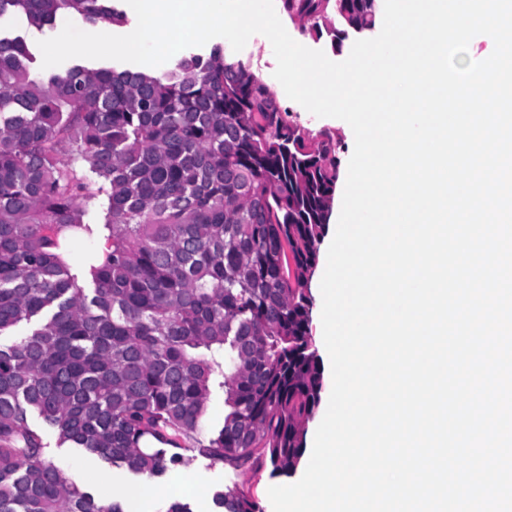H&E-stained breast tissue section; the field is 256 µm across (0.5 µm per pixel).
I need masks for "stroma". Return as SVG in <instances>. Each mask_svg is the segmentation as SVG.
<instances>
[{
    "label": "stroma",
    "mask_w": 512,
    "mask_h": 512,
    "mask_svg": "<svg viewBox=\"0 0 512 512\" xmlns=\"http://www.w3.org/2000/svg\"><path fill=\"white\" fill-rule=\"evenodd\" d=\"M238 57L249 64L270 87L280 105L292 113L298 125L313 133L325 129L336 133L341 138L343 147L339 153V170L343 173L347 172L348 161L354 149V134L351 127L337 118L315 117L287 97L283 87L273 76L276 60L270 41L263 35H253L246 47L239 52ZM29 424L41 430L47 454L55 464L95 497L109 499L121 495L126 487L135 484V477L125 469L109 466L95 457L71 448L58 447L56 435L44 428L37 415H30ZM308 463V458H301L291 475L274 478L266 468L256 472L242 473L227 466L211 465L208 460L198 457L182 466L183 471L188 474L191 485L190 490L184 494L183 500L190 503L193 512H211L212 495L215 491L242 488L249 491L262 512H273L268 498L269 487L298 481Z\"/></svg>",
    "instance_id": "1"
}]
</instances>
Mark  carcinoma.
Instances as JSON below:
<instances>
[{
  "mask_svg": "<svg viewBox=\"0 0 512 512\" xmlns=\"http://www.w3.org/2000/svg\"><path fill=\"white\" fill-rule=\"evenodd\" d=\"M304 34L372 30L380 0H282ZM38 30L69 14L126 23L116 0H0ZM0 36V512H124L45 452L61 446L145 480L188 456L272 473L304 454L323 373L308 281L328 230L341 138L292 120L250 66L216 44L162 74L75 64L41 77ZM68 142L86 173L58 159ZM104 182L106 250L88 282L66 259L93 233ZM221 391L222 427L202 435ZM214 512H262L217 491Z\"/></svg>",
  "mask_w": 512,
  "mask_h": 512,
  "instance_id": "1",
  "label": "carcinoma"
}]
</instances>
